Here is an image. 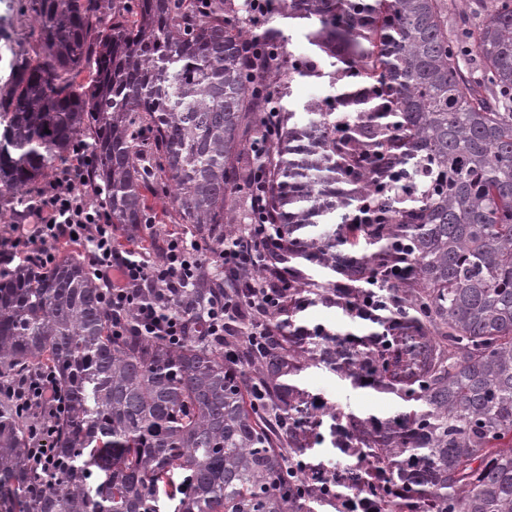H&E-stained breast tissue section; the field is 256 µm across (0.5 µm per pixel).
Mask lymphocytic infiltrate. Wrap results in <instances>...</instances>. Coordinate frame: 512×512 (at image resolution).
I'll list each match as a JSON object with an SVG mask.
<instances>
[{"label":"lymphocytic infiltrate","mask_w":512,"mask_h":512,"mask_svg":"<svg viewBox=\"0 0 512 512\" xmlns=\"http://www.w3.org/2000/svg\"><path fill=\"white\" fill-rule=\"evenodd\" d=\"M93 156L83 141L71 147L69 162L53 180L38 190V202L28 207L12 226L13 237L0 249V265L18 263L45 267L52 264L60 245L82 248L88 266L101 286V300L112 311V333L125 335L135 328L143 336H159L181 343L189 323L202 336L223 346L228 362L237 360V344L245 342L265 352L276 320L288 306L286 256L279 225L267 211L263 173H255L249 191L247 220L237 225L215 248L202 246L183 232H168L159 258L139 245L120 244L117 227L102 202V190L88 188L86 178ZM206 276L224 281L220 296L202 298L189 312L173 309L176 298ZM385 286L369 281L347 301L350 316L381 319L392 308ZM0 395L15 402L18 415L28 418L32 457L51 464L55 430L49 419L65 408V399L52 371H40L16 383H0ZM296 492L337 498L340 512H387L392 492L388 485L337 495L335 481L309 483L308 465L296 460L289 467Z\"/></svg>","instance_id":"obj_1"}]
</instances>
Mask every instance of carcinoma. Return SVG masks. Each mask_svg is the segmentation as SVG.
Instances as JSON below:
<instances>
[{"label":"carcinoma","mask_w":512,"mask_h":512,"mask_svg":"<svg viewBox=\"0 0 512 512\" xmlns=\"http://www.w3.org/2000/svg\"><path fill=\"white\" fill-rule=\"evenodd\" d=\"M233 0H29L32 58H15L0 112V215L89 136L90 184L112 223L137 232L149 197L172 194L171 223L220 245L234 196L255 166L288 259L318 262L362 283L384 280L405 304L380 336L349 348L288 320L271 358L239 364L200 336L176 347L112 335V311L80 259L0 272V382L54 370L65 410L51 418L55 465H35L12 401L0 400V512H313L296 497L284 455L312 448L307 395L291 377L326 363L418 408L331 426L335 447L372 469L352 487L392 482L391 512H512V0L472 22L448 0H277L305 23L313 54L288 81L324 78L338 111L296 112L278 59L248 67L242 44L277 42L249 30ZM476 53L479 74L465 64ZM280 132L248 148L264 113ZM394 183L361 229L347 218ZM341 210L339 228L303 236ZM408 245L400 251L398 243ZM374 250L357 255L361 244ZM211 278L179 309L222 288ZM293 295L346 309L351 288L323 294L288 267ZM252 381L270 407L254 409ZM286 417L288 436L272 415Z\"/></svg>","instance_id":"1"}]
</instances>
